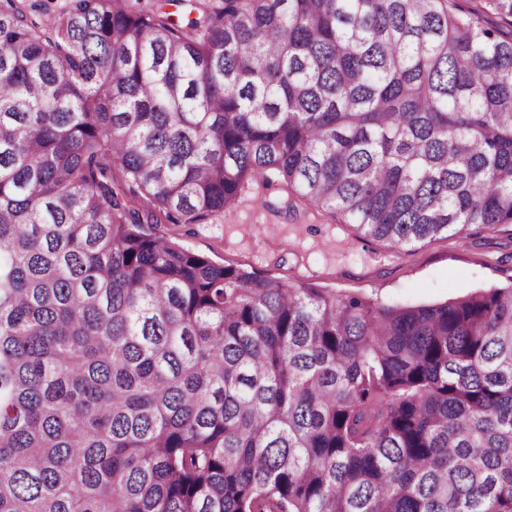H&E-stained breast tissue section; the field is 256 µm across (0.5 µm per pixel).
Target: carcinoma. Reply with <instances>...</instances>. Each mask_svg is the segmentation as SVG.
I'll use <instances>...</instances> for the list:
<instances>
[{"label":"carcinoma","mask_w":512,"mask_h":512,"mask_svg":"<svg viewBox=\"0 0 512 512\" xmlns=\"http://www.w3.org/2000/svg\"><path fill=\"white\" fill-rule=\"evenodd\" d=\"M0 0V512H512V285L388 307L157 232L254 181L402 248L512 224V0Z\"/></svg>","instance_id":"obj_1"}]
</instances>
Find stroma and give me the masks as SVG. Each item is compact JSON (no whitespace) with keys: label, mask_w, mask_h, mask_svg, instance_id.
Masks as SVG:
<instances>
[{"label":"stroma","mask_w":512,"mask_h":512,"mask_svg":"<svg viewBox=\"0 0 512 512\" xmlns=\"http://www.w3.org/2000/svg\"><path fill=\"white\" fill-rule=\"evenodd\" d=\"M171 242L260 278L386 306L438 304L512 284V224L469 236H438L394 250L361 239L354 225L305 205L268 206L248 185L214 224H162Z\"/></svg>","instance_id":"stroma-1"}]
</instances>
